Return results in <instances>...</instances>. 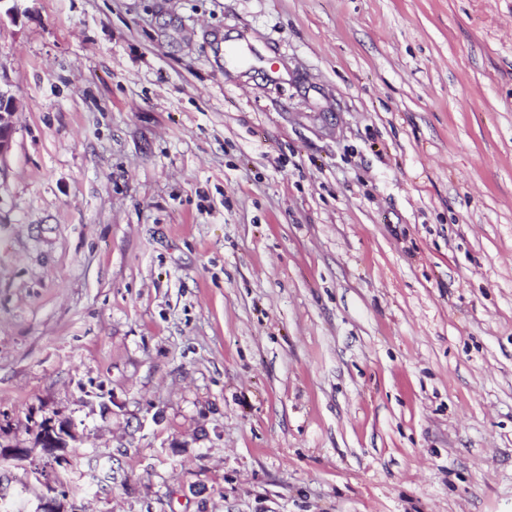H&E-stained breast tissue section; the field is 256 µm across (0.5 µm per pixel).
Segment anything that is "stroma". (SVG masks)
I'll return each mask as SVG.
<instances>
[{
    "label": "stroma",
    "mask_w": 512,
    "mask_h": 512,
    "mask_svg": "<svg viewBox=\"0 0 512 512\" xmlns=\"http://www.w3.org/2000/svg\"><path fill=\"white\" fill-rule=\"evenodd\" d=\"M17 7L6 501L512 512V0ZM75 438L76 433L71 426H63L59 431L56 427L50 426L43 433L41 443L46 453L55 454L56 451L66 447L68 439Z\"/></svg>",
    "instance_id": "stroma-1"
}]
</instances>
